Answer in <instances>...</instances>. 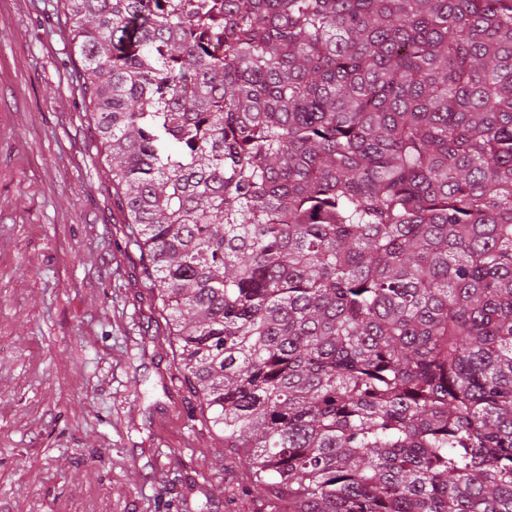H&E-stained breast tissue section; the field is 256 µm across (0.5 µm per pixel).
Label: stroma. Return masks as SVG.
<instances>
[{
    "mask_svg": "<svg viewBox=\"0 0 512 512\" xmlns=\"http://www.w3.org/2000/svg\"><path fill=\"white\" fill-rule=\"evenodd\" d=\"M81 68L63 0H0V512H230Z\"/></svg>",
    "mask_w": 512,
    "mask_h": 512,
    "instance_id": "35a3bbf8",
    "label": "stroma"
}]
</instances>
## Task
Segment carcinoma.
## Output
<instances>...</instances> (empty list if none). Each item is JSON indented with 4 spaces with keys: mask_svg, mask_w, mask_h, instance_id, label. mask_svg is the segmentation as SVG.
Instances as JSON below:
<instances>
[{
    "mask_svg": "<svg viewBox=\"0 0 512 512\" xmlns=\"http://www.w3.org/2000/svg\"><path fill=\"white\" fill-rule=\"evenodd\" d=\"M234 512H512V0H64Z\"/></svg>",
    "mask_w": 512,
    "mask_h": 512,
    "instance_id": "cac0c4a2",
    "label": "carcinoma"
}]
</instances>
